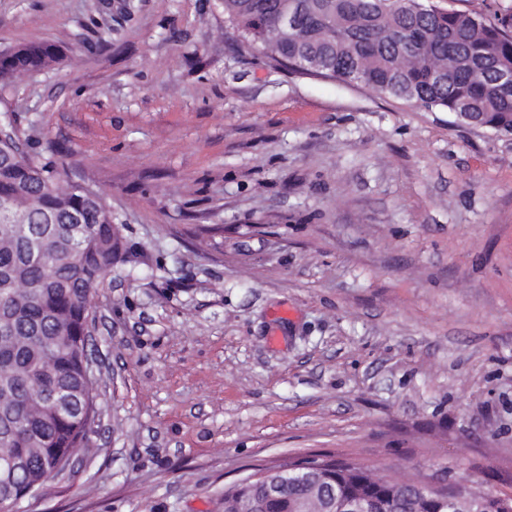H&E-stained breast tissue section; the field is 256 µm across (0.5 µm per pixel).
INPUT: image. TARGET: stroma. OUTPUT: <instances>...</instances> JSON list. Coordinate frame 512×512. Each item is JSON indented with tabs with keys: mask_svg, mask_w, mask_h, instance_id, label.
I'll use <instances>...</instances> for the list:
<instances>
[{
	"mask_svg": "<svg viewBox=\"0 0 512 512\" xmlns=\"http://www.w3.org/2000/svg\"><path fill=\"white\" fill-rule=\"evenodd\" d=\"M117 2L0 0V51L61 52L0 110L128 255L92 445L21 512H224L310 456L511 495L512 136L292 71L223 0Z\"/></svg>",
	"mask_w": 512,
	"mask_h": 512,
	"instance_id": "35a3bbf8",
	"label": "stroma"
}]
</instances>
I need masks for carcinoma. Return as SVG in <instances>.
Returning <instances> with one entry per match:
<instances>
[{
    "label": "carcinoma",
    "mask_w": 512,
    "mask_h": 512,
    "mask_svg": "<svg viewBox=\"0 0 512 512\" xmlns=\"http://www.w3.org/2000/svg\"><path fill=\"white\" fill-rule=\"evenodd\" d=\"M281 0H224L242 38L264 45L277 27ZM305 0L298 35L279 61L417 104L446 110L497 133L512 131V17L440 11L428 0ZM54 46L30 43L0 55V76L37 72L58 62ZM55 165L0 143V453L25 461L0 494L17 497L45 468L67 461L88 424L95 384L87 379L92 298L117 260L112 210L98 195L63 191ZM54 256L51 269L38 252ZM277 475L281 497L262 489L224 490V512L241 499L252 512H512V497L464 493L427 498L412 485L388 486L350 464L294 461Z\"/></svg>",
    "instance_id": "carcinoma-1"
}]
</instances>
